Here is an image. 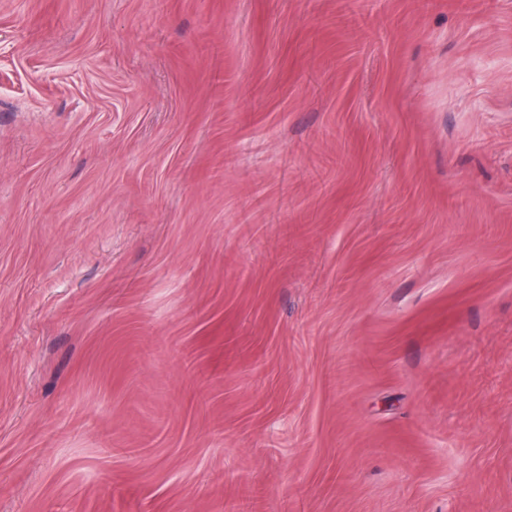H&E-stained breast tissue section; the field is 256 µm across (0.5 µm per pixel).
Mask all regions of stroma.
<instances>
[{"label": "stroma", "mask_w": 512, "mask_h": 512, "mask_svg": "<svg viewBox=\"0 0 512 512\" xmlns=\"http://www.w3.org/2000/svg\"><path fill=\"white\" fill-rule=\"evenodd\" d=\"M0 512H512V0H0Z\"/></svg>", "instance_id": "1"}]
</instances>
